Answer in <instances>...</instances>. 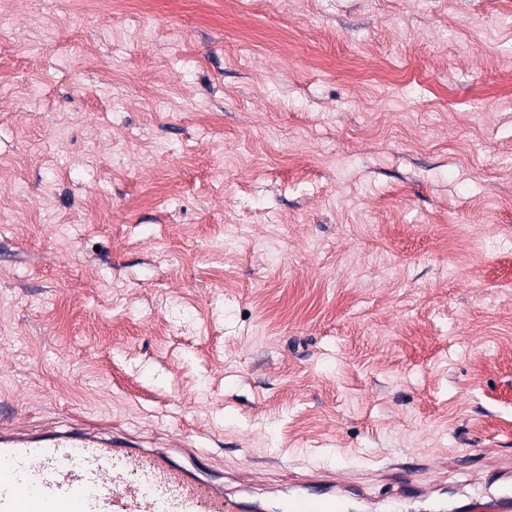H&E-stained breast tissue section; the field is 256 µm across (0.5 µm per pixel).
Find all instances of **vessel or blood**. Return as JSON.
<instances>
[{"label":"vessel or blood","instance_id":"vessel-or-blood-1","mask_svg":"<svg viewBox=\"0 0 512 512\" xmlns=\"http://www.w3.org/2000/svg\"><path fill=\"white\" fill-rule=\"evenodd\" d=\"M497 472L495 487L465 500L398 473L393 480L404 505L428 512H512V465ZM363 496L330 469L304 472L271 501L237 495L176 465L171 453L103 438L79 420L34 432L0 421V512H351Z\"/></svg>","mask_w":512,"mask_h":512}]
</instances>
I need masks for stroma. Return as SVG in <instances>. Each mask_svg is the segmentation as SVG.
<instances>
[{"label": "stroma", "mask_w": 512, "mask_h": 512, "mask_svg": "<svg viewBox=\"0 0 512 512\" xmlns=\"http://www.w3.org/2000/svg\"><path fill=\"white\" fill-rule=\"evenodd\" d=\"M0 404L251 493L512 458V0H7Z\"/></svg>", "instance_id": "obj_1"}]
</instances>
